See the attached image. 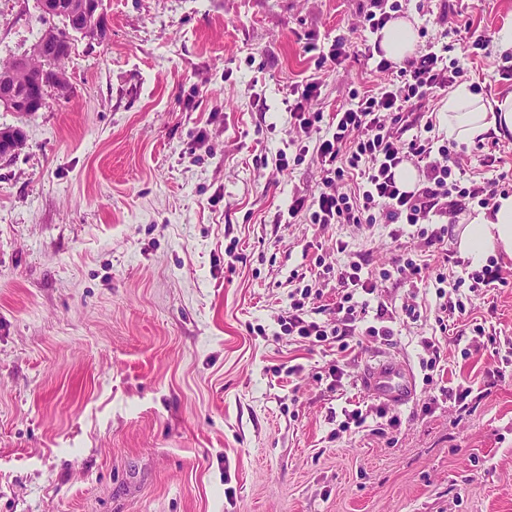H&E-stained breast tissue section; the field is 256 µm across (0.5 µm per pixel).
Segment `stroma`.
<instances>
[{"label": "stroma", "mask_w": 512, "mask_h": 512, "mask_svg": "<svg viewBox=\"0 0 512 512\" xmlns=\"http://www.w3.org/2000/svg\"><path fill=\"white\" fill-rule=\"evenodd\" d=\"M358 5L104 0L105 40L73 39L69 96L29 116L0 108V129L25 134L0 158V512H512V362L435 324V272L449 258L461 276L466 214L417 282L398 267L420 238L289 219L292 196L321 188L314 156L282 171L257 162L287 147L291 85L317 78L312 108L329 115L384 83L365 56L318 68L304 51L307 33L325 49L358 27ZM449 5L442 27L437 0H408L419 49L451 45L483 99L512 93V57L496 50L512 0ZM45 27L36 0H0V60ZM474 33L484 48L466 44ZM457 150L478 178L495 154L512 184V137ZM356 259L393 272L376 292L390 340L341 353L285 336L291 291L305 282L335 302L332 269ZM500 265L505 285L471 292L470 308L504 340L512 259ZM409 300L418 320L401 311ZM436 334L442 373L389 406L396 425L371 416L343 431L378 403L365 367H419ZM462 380L465 403L440 396Z\"/></svg>", "instance_id": "1"}]
</instances>
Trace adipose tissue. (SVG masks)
<instances>
[{"mask_svg":"<svg viewBox=\"0 0 512 512\" xmlns=\"http://www.w3.org/2000/svg\"><path fill=\"white\" fill-rule=\"evenodd\" d=\"M417 44V23L408 17L391 20L380 32L381 49L397 63L412 56ZM444 108L449 138L469 143L512 135V94L488 104L469 84L460 83L449 90ZM459 248L476 260L499 254L512 259V195L497 196L493 206L474 209L460 234Z\"/></svg>","mask_w":512,"mask_h":512,"instance_id":"1","label":"adipose tissue"}]
</instances>
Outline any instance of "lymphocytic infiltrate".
<instances>
[{"label": "lymphocytic infiltrate", "mask_w": 512, "mask_h": 512, "mask_svg": "<svg viewBox=\"0 0 512 512\" xmlns=\"http://www.w3.org/2000/svg\"><path fill=\"white\" fill-rule=\"evenodd\" d=\"M355 44L366 57L375 58L376 72L388 75L389 80L374 92L351 91L346 104L338 106L329 119L334 125L329 135L323 131L328 119L310 108L321 95V82L310 78L292 88L288 111L296 136L290 144L296 153L290 157L277 152L274 166L284 169L290 158L301 159L312 152L323 178L317 194L294 196L288 216L313 224H386L395 242L404 237L406 227L414 226L425 246L441 243L447 229L431 227L432 217H456L467 202L489 206L504 191L499 179L467 177L453 144L439 143L433 133L427 103L452 87L460 71L432 50L417 52L398 64L381 57L379 45L364 39L356 43L345 36L336 37L326 52H317L312 43L306 49L317 52L318 64H339ZM409 161L415 163L420 183L407 191L397 184L395 170ZM336 274L343 289L333 304H320L321 294L311 285L294 289L291 310L282 323L284 335L333 343L342 351L361 346L368 337L388 339L390 328L368 319V297L377 290L376 280L363 276L362 265L356 261L340 266ZM467 282L475 288H491L503 284L504 278L492 261L466 279L451 280L444 271H437L439 314L435 322L441 332L447 331L449 317L468 316L459 297ZM312 303L318 313L328 314V321L320 323L309 316L307 307Z\"/></svg>", "instance_id": "f902f5d3"}]
</instances>
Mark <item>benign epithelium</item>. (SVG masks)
I'll use <instances>...</instances> for the list:
<instances>
[{
  "instance_id": "obj_1",
  "label": "benign epithelium",
  "mask_w": 512,
  "mask_h": 512,
  "mask_svg": "<svg viewBox=\"0 0 512 512\" xmlns=\"http://www.w3.org/2000/svg\"><path fill=\"white\" fill-rule=\"evenodd\" d=\"M40 8L46 14L66 12L76 17L70 29L72 36L78 34L89 42H100L108 30V21L103 0H40ZM56 44L55 32L48 31L35 51L17 57L12 64L0 68V105L12 112H31L45 108L51 93L67 95L70 84L66 70L55 64L53 75L46 78L47 69L38 61L50 59L48 51Z\"/></svg>"
}]
</instances>
